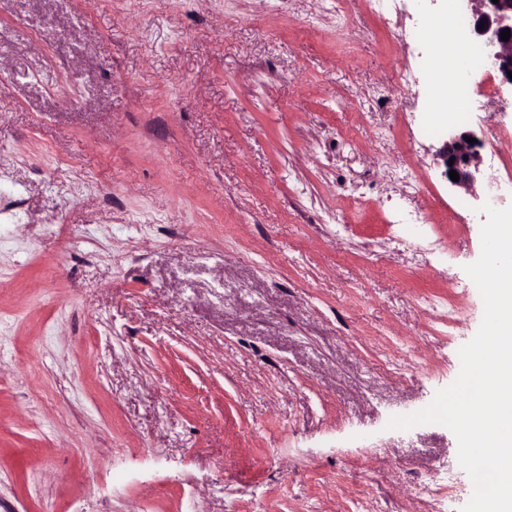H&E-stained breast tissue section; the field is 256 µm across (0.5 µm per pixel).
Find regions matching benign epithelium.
Here are the masks:
<instances>
[{"instance_id": "1", "label": "benign epithelium", "mask_w": 512, "mask_h": 512, "mask_svg": "<svg viewBox=\"0 0 512 512\" xmlns=\"http://www.w3.org/2000/svg\"><path fill=\"white\" fill-rule=\"evenodd\" d=\"M471 19V42L477 45L485 63L497 71L504 84L512 86L509 73L512 72V38L504 41L501 31H512V0H465ZM485 23V29H479V23ZM468 131L452 132L436 150L434 160L444 168V175L454 170L459 180L452 185L468 189L482 180L481 159L477 143H469ZM454 164H449V161Z\"/></svg>"}]
</instances>
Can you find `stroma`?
I'll return each mask as SVG.
<instances>
[{"instance_id":"1","label":"stroma","mask_w":512,"mask_h":512,"mask_svg":"<svg viewBox=\"0 0 512 512\" xmlns=\"http://www.w3.org/2000/svg\"><path fill=\"white\" fill-rule=\"evenodd\" d=\"M447 3L0 0V512H461L452 431L387 427L484 314ZM461 106L512 205V90ZM486 67L487 66L485 64L483 68L478 63L474 62L472 63V68L467 72V74L464 68L451 67L446 74L448 86L443 80L442 70H440L438 66L434 68L431 73V81L437 87V93L433 100L432 112L437 116L446 114V112H448V105H455L458 103V97L454 92H451L448 87L453 88L459 94H466L468 93L469 82H473L475 84L489 83L491 73L486 69ZM477 76H479L478 81L475 79ZM465 137L474 138L469 131L451 132L436 150L434 160L444 168V175L453 186L468 189L482 180L483 172L480 168L481 159L477 150V140L468 143ZM464 157H467V160H464ZM450 159H454L452 166H449ZM451 170L457 172L458 181L450 179Z\"/></svg>"}]
</instances>
